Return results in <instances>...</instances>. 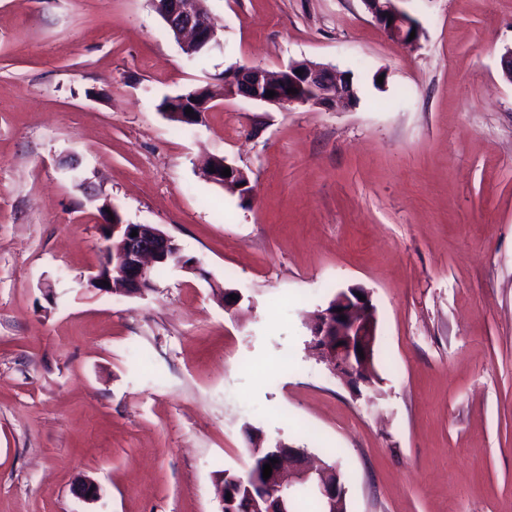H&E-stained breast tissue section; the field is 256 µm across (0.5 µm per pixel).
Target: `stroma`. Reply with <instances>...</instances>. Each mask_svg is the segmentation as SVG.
<instances>
[{"label":"stroma","instance_id":"1","mask_svg":"<svg viewBox=\"0 0 512 512\" xmlns=\"http://www.w3.org/2000/svg\"><path fill=\"white\" fill-rule=\"evenodd\" d=\"M206 5L222 46L191 60L153 0H0V512H221L251 428L333 461L349 512H512V0H404L413 49L362 0ZM304 60L358 102L159 109ZM214 155L248 201L203 176ZM105 204L200 273L88 288ZM352 286L377 317L358 399L309 348ZM193 94H197V96L203 100H206L207 98H209V99H207L201 105H197L194 102H189L186 97H183L180 99H175L174 103L181 105L180 108L176 109L177 116L179 118H181L183 121L190 123L191 125H196V124H199L202 122L205 112H209V110L211 108L210 104L212 103V101L214 99V97H213L214 94H213V91L211 90L210 86L207 84L205 86L191 88V89L185 91L184 93L178 95L177 98L180 96H183V95H193ZM210 97H213V98H210ZM171 100L172 99L170 97H167L159 105L160 110L164 114L174 112V109L179 106V105L173 104ZM187 107H191L194 111V114L186 115L185 110ZM165 116L170 121L175 122L177 124L188 125V124H185L181 119L176 118L175 116H173L171 114L165 115Z\"/></svg>","mask_w":512,"mask_h":512}]
</instances>
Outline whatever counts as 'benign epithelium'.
Wrapping results in <instances>:
<instances>
[{"mask_svg":"<svg viewBox=\"0 0 512 512\" xmlns=\"http://www.w3.org/2000/svg\"><path fill=\"white\" fill-rule=\"evenodd\" d=\"M159 14L166 26L182 40L183 49L211 51L221 47L217 31L211 23L205 0H156ZM401 0H363L367 12L378 27L391 39L401 45L413 48L420 42L422 29L412 16L400 6ZM415 37H410V33ZM224 97L241 96L262 103L290 108L295 105H310L323 109H334L338 104L357 102L349 75L328 65L310 62H292L277 72H270L257 66L243 70L233 68L220 79ZM295 88L292 94L287 89ZM269 90L275 92L272 98L265 97ZM180 105L176 114L183 121L196 125L202 122L209 111L212 99L198 105L183 97L174 100ZM193 113L185 114L186 108ZM228 167L231 176L221 175L222 167ZM224 166H214V171H206L207 179L221 187L229 184L232 178L244 172L224 162ZM117 211H112V219L100 225V231L108 246L102 253L94 274L88 278V286L101 292L110 293L118 286L131 296H143L146 271L156 264L175 262V265L196 273L200 268L186 264L180 259L181 247L177 241L149 224H127L116 219ZM138 236H131L132 231ZM365 300H360V297ZM312 344L336 377L348 383L354 395L361 397L362 389L373 386L374 359L373 345L376 336L375 307L371 292L362 287H351L339 291L319 310L310 326ZM363 354H358V350ZM278 463L272 466L269 482L288 492L309 484L317 495L329 502L336 501L338 483L323 480L326 466L311 463L306 454L295 450L280 441L276 452ZM98 485L89 478L76 482L74 494L83 500H92L98 494Z\"/></svg>","mask_w":512,"mask_h":512,"instance_id":"7a95c632","label":"benign epithelium"}]
</instances>
